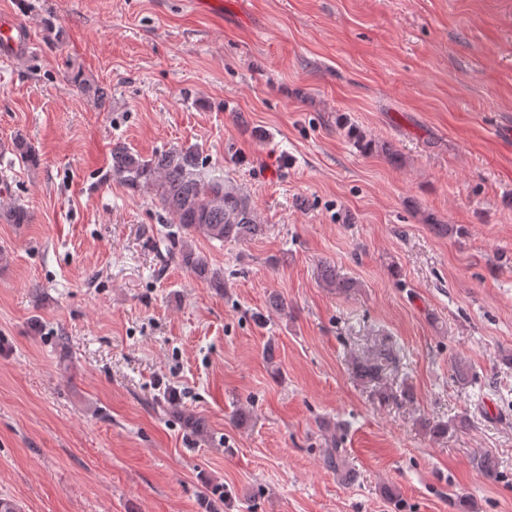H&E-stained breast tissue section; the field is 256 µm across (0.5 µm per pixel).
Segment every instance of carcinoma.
Here are the masks:
<instances>
[{
    "mask_svg": "<svg viewBox=\"0 0 512 512\" xmlns=\"http://www.w3.org/2000/svg\"><path fill=\"white\" fill-rule=\"evenodd\" d=\"M350 135L364 152H390L386 143L367 140L354 129ZM11 151L28 167L39 165V155L25 136L19 134L13 138ZM111 160L113 179L132 189L146 188L158 200L165 212V232L161 237L168 253L196 278L224 291V275L212 267L206 255L194 248L192 238L201 234L211 241L246 243L260 236L263 224L249 195L216 174L209 158L195 145L161 150L145 158L119 143L112 148ZM0 218L8 224L31 221L29 211L18 204L1 209ZM318 277L324 287L334 288L339 293L357 287L354 280L339 275L335 266L328 262L319 265ZM396 359L395 349L387 344L370 355L354 359L357 377L375 388L384 402L412 398L407 388L394 393L383 387L386 370ZM176 416L192 434L207 429L205 420L200 417L181 410L176 411ZM421 425L433 438L444 437L455 427L452 420L441 422L428 418L422 419ZM325 441L324 465L334 471L346 470L343 452L336 446V434L328 435Z\"/></svg>",
    "mask_w": 512,
    "mask_h": 512,
    "instance_id": "cac0c4a2",
    "label": "carcinoma"
}]
</instances>
